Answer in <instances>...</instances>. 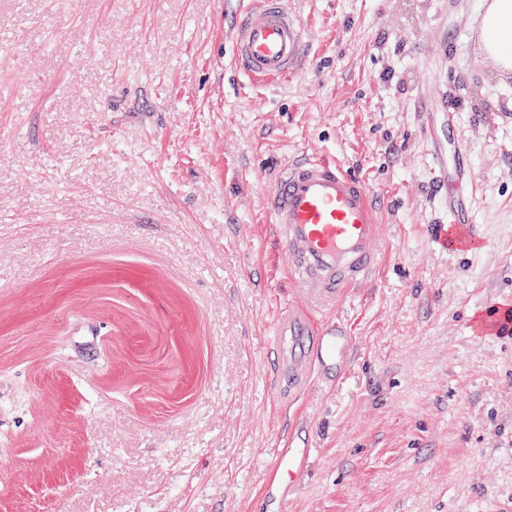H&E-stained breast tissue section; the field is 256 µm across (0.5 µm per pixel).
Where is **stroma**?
<instances>
[{"mask_svg": "<svg viewBox=\"0 0 512 512\" xmlns=\"http://www.w3.org/2000/svg\"><path fill=\"white\" fill-rule=\"evenodd\" d=\"M246 2L0 0V512H272L288 434L315 448L290 512H512V335L471 326L512 304L491 0H293L310 57L270 86L231 61ZM450 127L481 255L430 242ZM300 154L369 185L388 246L340 310L347 374L277 405L262 189Z\"/></svg>", "mask_w": 512, "mask_h": 512, "instance_id": "stroma-1", "label": "stroma"}]
</instances>
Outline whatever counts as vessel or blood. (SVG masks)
I'll return each mask as SVG.
<instances>
[{"label":"vessel or blood","mask_w":512,"mask_h":512,"mask_svg":"<svg viewBox=\"0 0 512 512\" xmlns=\"http://www.w3.org/2000/svg\"><path fill=\"white\" fill-rule=\"evenodd\" d=\"M231 44L235 68L257 82L297 74L307 60L306 25L290 0H252L232 28ZM434 166L460 187L443 201L447 221L432 238L435 250L490 248L482 225L470 217L466 145H458L452 166L439 153ZM263 196L277 252L287 259L298 295L274 316L273 379L277 394L298 395L312 380L331 385L348 371L355 338L336 312L351 288L379 275L385 227L370 188L336 159L289 161ZM312 453L307 442L288 437L271 454L260 493L275 497L279 512H288V492L300 486Z\"/></svg>","instance_id":"b4317fda"}]
</instances>
